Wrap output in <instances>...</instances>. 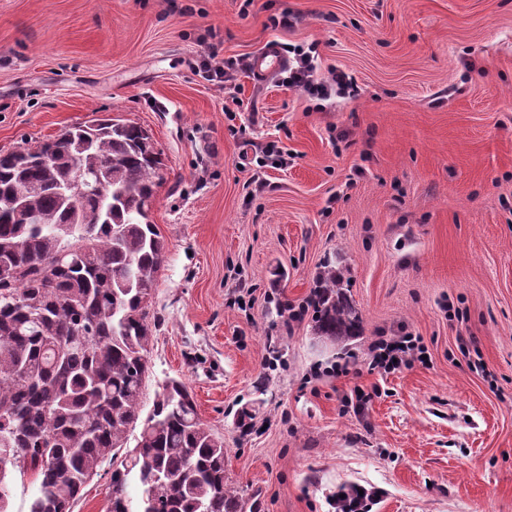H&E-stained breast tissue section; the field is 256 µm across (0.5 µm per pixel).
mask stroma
<instances>
[{
	"label": "stroma",
	"instance_id": "obj_1",
	"mask_svg": "<svg viewBox=\"0 0 512 512\" xmlns=\"http://www.w3.org/2000/svg\"><path fill=\"white\" fill-rule=\"evenodd\" d=\"M270 44L315 46L356 96L192 69ZM107 115L162 160L144 410L186 383L261 512H337L353 485L367 512H512V0H0V150ZM256 173L272 188L253 196ZM328 263L363 318L343 351L311 318L281 327ZM403 327L429 364L369 372L370 343ZM260 153L262 155L257 156L256 152V162L258 167L268 166L265 160L270 161V166L276 169H285L288 167V158L291 156L288 155V151L284 152L281 148L277 147L273 142L266 144L261 148Z\"/></svg>",
	"mask_w": 512,
	"mask_h": 512
}]
</instances>
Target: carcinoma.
<instances>
[{"mask_svg":"<svg viewBox=\"0 0 512 512\" xmlns=\"http://www.w3.org/2000/svg\"><path fill=\"white\" fill-rule=\"evenodd\" d=\"M160 165L147 131L114 118L0 152V267L13 270L0 279V512H12L17 474L34 487L26 512H72L102 473L109 512H241L224 438L201 421L186 385L166 382L143 414L150 299L165 258L147 221ZM79 171L101 179L105 196L85 195L71 213L55 188ZM18 194L36 223L4 210ZM60 224L73 228L66 243ZM319 283L315 333L344 348L361 314L338 272Z\"/></svg>","mask_w":512,"mask_h":512,"instance_id":"cac0c4a2","label":"carcinoma"}]
</instances>
